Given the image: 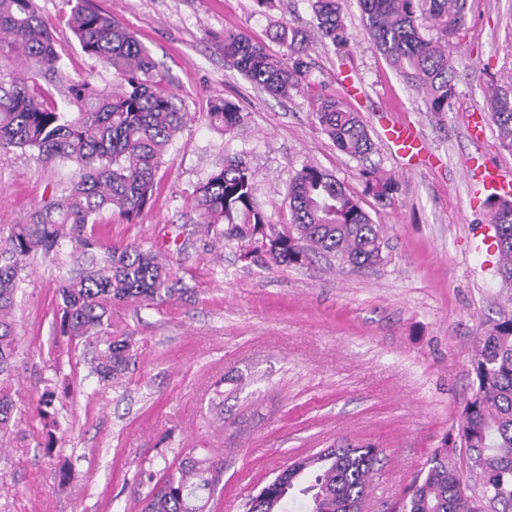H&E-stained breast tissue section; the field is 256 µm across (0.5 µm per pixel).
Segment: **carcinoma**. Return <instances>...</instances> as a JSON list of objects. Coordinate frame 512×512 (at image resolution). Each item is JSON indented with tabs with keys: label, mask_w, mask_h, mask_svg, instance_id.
Wrapping results in <instances>:
<instances>
[{
	"label": "carcinoma",
	"mask_w": 512,
	"mask_h": 512,
	"mask_svg": "<svg viewBox=\"0 0 512 512\" xmlns=\"http://www.w3.org/2000/svg\"><path fill=\"white\" fill-rule=\"evenodd\" d=\"M316 21L314 39L338 51L352 36L342 0H309ZM364 29L385 61L422 96L427 111L441 116L455 93L452 50L467 23L468 0H358ZM63 13L81 50L120 83L118 92L73 81L60 65L56 40L37 0H0V153L20 149L39 160L72 168L56 202L34 209L25 223L0 237V435L15 421L12 389L15 324L10 314L21 272L39 256L69 247L82 256L99 255L95 266L57 282L62 331L103 343L90 375L112 379L126 369L130 345L112 335L110 311L128 302L158 305L176 293L167 264L138 243L107 244L95 233L106 212L137 221L153 201L162 156L186 124L188 113L173 103L161 71L147 47L91 0H62ZM276 38L285 51L276 55L260 41L234 31L218 36L224 61L258 88L274 96L292 89H315L305 40L279 25ZM24 58L26 73L11 69ZM49 72L67 84V107L58 106L37 77ZM315 118L345 155L366 161L374 141L357 111L341 97L316 93ZM487 111L502 146L512 152V91H491ZM206 117L224 133L241 124L238 107L227 100L210 103ZM366 192L387 201L396 182L375 166L360 171ZM256 173L246 154L224 159L194 190L196 210L206 232L257 253L275 266L301 264L312 255L332 256L341 265L374 266L382 261L383 230L344 185L319 166L307 163L289 181L291 222H270L255 199ZM498 270L512 282V202L491 204ZM473 370L477 389L463 411L460 438L478 485L462 497L463 472L451 448H439L414 477L391 512H483L491 497L512 510V314L479 337ZM373 444L349 445L330 461L318 451L305 456V474L294 481L280 469L248 496L249 512H288L294 495L307 498L309 512H359L380 462ZM205 456L190 457L164 479L145 473L152 489L139 512H203L215 485Z\"/></svg>",
	"instance_id": "obj_1"
}]
</instances>
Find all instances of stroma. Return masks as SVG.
<instances>
[{
  "label": "stroma",
  "mask_w": 512,
  "mask_h": 512,
  "mask_svg": "<svg viewBox=\"0 0 512 512\" xmlns=\"http://www.w3.org/2000/svg\"><path fill=\"white\" fill-rule=\"evenodd\" d=\"M93 2L149 48L191 115L163 157L152 207L135 224L103 214L96 232L108 243L151 248L181 291L160 306H113L112 333L128 337L130 359L123 374L102 382L89 374L98 346L58 330L56 281L75 260L64 253L26 269L14 311L21 420L0 442V512H137L150 490L141 473L162 474L191 453L214 463L206 512H243L248 495L292 458L344 441L382 448L366 512H388L427 457L457 438L476 387V339L512 311V284L497 271L496 251L474 248L489 212L470 208L464 178L474 156L512 169L494 125L477 140L469 131L489 89L512 86V0H469L456 95L439 117L379 54L357 0L343 6L356 36L348 55L312 42V81L340 97L339 73L347 70L366 93L354 108L375 143L370 162L399 184L383 203L366 192L361 162L316 122L311 92L279 97L255 88L226 65L215 40L241 31L280 53V24L312 32L308 0H276L264 13L253 0ZM38 4L69 75L115 90L111 71L60 21L62 0ZM216 99L239 107L235 137L204 120ZM385 109L417 128L425 153H395L380 132ZM239 151L274 224L290 221L286 187L302 165L335 175L382 225V262L355 269L316 256L272 266L207 235L192 193L225 153ZM66 177L21 151L0 155V235L58 196ZM47 389L57 394L55 427L35 410Z\"/></svg>",
  "instance_id": "35a3bbf8"
}]
</instances>
